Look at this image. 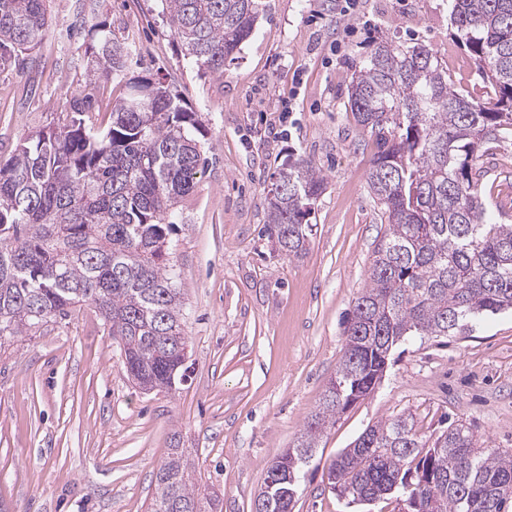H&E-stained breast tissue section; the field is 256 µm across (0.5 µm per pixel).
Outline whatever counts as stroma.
Instances as JSON below:
<instances>
[{
  "instance_id": "stroma-1",
  "label": "stroma",
  "mask_w": 512,
  "mask_h": 512,
  "mask_svg": "<svg viewBox=\"0 0 512 512\" xmlns=\"http://www.w3.org/2000/svg\"><path fill=\"white\" fill-rule=\"evenodd\" d=\"M270 0L267 17L223 78L204 77L161 16L160 0H51L49 33L27 67L0 73V158L52 123L83 90L89 27L110 25L132 53L97 82L109 117L131 79H150L198 113L204 173L173 219L172 257L185 302L190 377L147 392L118 342L84 306L0 352V505L7 512H150L155 473L186 449L216 512H252L255 493L295 447L336 375L345 322L385 227L369 195L373 147L347 105L350 66L384 37L433 49L456 85L482 96L469 51L452 36L449 0ZM291 104L288 133L278 132ZM314 160L326 178L305 254L262 236L274 162ZM479 164L486 217L512 224V135ZM412 419L423 435L465 424L512 449V314L457 336L394 350L375 390L339 415L304 470L293 512H398L393 499L353 505L325 485L332 460L368 427Z\"/></svg>"
}]
</instances>
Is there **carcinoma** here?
I'll return each instance as SVG.
<instances>
[{"mask_svg": "<svg viewBox=\"0 0 512 512\" xmlns=\"http://www.w3.org/2000/svg\"><path fill=\"white\" fill-rule=\"evenodd\" d=\"M49 0H0V71L22 68L48 31ZM185 56L224 78L268 0H161ZM453 36L471 53L484 101L457 91L448 66L422 44L378 40L351 66L348 105L375 152L367 184L387 225L368 283L344 327V352L307 421L295 472L321 433L369 395L394 348L412 336L462 334L478 317L512 311V224H489L481 154L512 132V0H450ZM88 84L126 66L129 47L106 22ZM91 93L72 96L49 130L26 135L0 162V348L71 317L83 305L123 342L128 375L145 390L184 377L189 336L170 258L171 218L204 160L202 124L178 97L130 83L98 123ZM264 196L265 231L299 257L325 190L314 162L288 156ZM349 501L418 500L413 512H505L512 453L483 448L458 424L421 435L400 415L367 428L326 470ZM151 512H209L184 449L155 475ZM300 483L282 471L254 495L259 512H292Z\"/></svg>", "mask_w": 512, "mask_h": 512, "instance_id": "obj_1", "label": "carcinoma"}]
</instances>
